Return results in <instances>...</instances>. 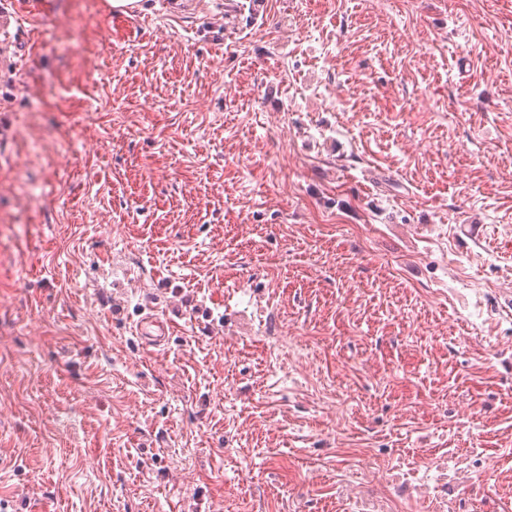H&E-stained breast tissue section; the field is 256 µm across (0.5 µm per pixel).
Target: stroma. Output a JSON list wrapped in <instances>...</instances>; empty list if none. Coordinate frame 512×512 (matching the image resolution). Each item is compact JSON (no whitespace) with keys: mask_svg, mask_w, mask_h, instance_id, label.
Masks as SVG:
<instances>
[{"mask_svg":"<svg viewBox=\"0 0 512 512\" xmlns=\"http://www.w3.org/2000/svg\"><path fill=\"white\" fill-rule=\"evenodd\" d=\"M160 2L0 71V512H512V0ZM172 333L169 320H162L154 311L150 310L137 323L136 337L145 346H161Z\"/></svg>","mask_w":512,"mask_h":512,"instance_id":"35a3bbf8","label":"stroma"}]
</instances>
